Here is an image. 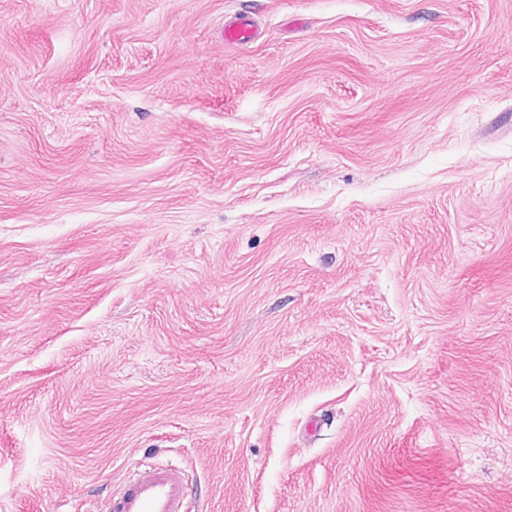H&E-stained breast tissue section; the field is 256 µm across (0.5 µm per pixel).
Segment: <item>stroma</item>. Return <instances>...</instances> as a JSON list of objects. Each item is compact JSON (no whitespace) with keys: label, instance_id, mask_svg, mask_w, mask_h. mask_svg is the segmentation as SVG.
I'll list each match as a JSON object with an SVG mask.
<instances>
[{"label":"stroma","instance_id":"obj_1","mask_svg":"<svg viewBox=\"0 0 512 512\" xmlns=\"http://www.w3.org/2000/svg\"><path fill=\"white\" fill-rule=\"evenodd\" d=\"M167 462L512 512V0H0V512Z\"/></svg>","mask_w":512,"mask_h":512}]
</instances>
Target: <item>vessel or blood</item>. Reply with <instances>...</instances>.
Instances as JSON below:
<instances>
[{"label":"vessel or blood","mask_w":512,"mask_h":512,"mask_svg":"<svg viewBox=\"0 0 512 512\" xmlns=\"http://www.w3.org/2000/svg\"><path fill=\"white\" fill-rule=\"evenodd\" d=\"M189 491L182 470L148 466L126 479L106 512H189Z\"/></svg>","instance_id":"1"}]
</instances>
